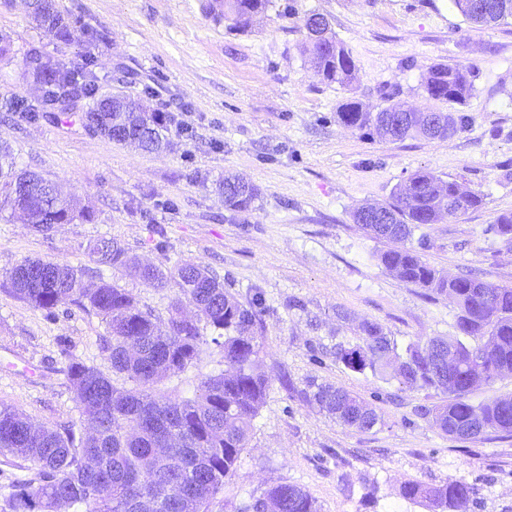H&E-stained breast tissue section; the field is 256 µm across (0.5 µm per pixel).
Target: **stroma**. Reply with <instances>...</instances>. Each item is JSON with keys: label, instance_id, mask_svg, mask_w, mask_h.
<instances>
[{"label": "stroma", "instance_id": "stroma-1", "mask_svg": "<svg viewBox=\"0 0 512 512\" xmlns=\"http://www.w3.org/2000/svg\"><path fill=\"white\" fill-rule=\"evenodd\" d=\"M57 3L75 20L64 43L36 28L22 0H0V35L15 59L0 65V144L94 219L44 235L19 217H0V403L79 435L85 425L63 372L67 356L112 373L101 350L107 327L95 312L62 306L49 315L11 294L8 273L22 260L88 269L91 284L116 280L141 308L168 318L172 289L117 270L94 275L88 247L106 236L161 269L194 262L240 301L264 300L270 387L211 512H242L279 483L301 487L320 512H429L403 499L401 486L448 478L475 487L466 512H512V438L448 437L427 415L446 394L352 372L333 355L337 343H358L366 321L401 346L457 333L447 297L427 298L386 271L378 256L388 241L352 220L359 205L390 201L415 171L457 182L482 203L416 228L412 245L445 275L470 271L512 286V240L489 230L512 212V20L476 24L450 0H274L239 31L208 15L205 0ZM309 12L324 15L350 50L353 87L312 69L299 29ZM32 48L92 72L97 91L124 81L149 109L189 125L188 137L168 130V150L147 153L93 132L78 110L22 118L15 105L36 103L38 91L17 61ZM434 63L472 69L474 90L459 108L464 130L389 142L337 123L350 98L375 111L390 92L397 103L427 107L421 74ZM227 174L257 186L249 210L225 207L217 184ZM223 367V349L204 344L167 387L191 395ZM312 380L359 396L381 425L361 431L319 412L304 397Z\"/></svg>", "mask_w": 512, "mask_h": 512}]
</instances>
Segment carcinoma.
Here are the masks:
<instances>
[{
    "label": "carcinoma",
    "mask_w": 512,
    "mask_h": 512,
    "mask_svg": "<svg viewBox=\"0 0 512 512\" xmlns=\"http://www.w3.org/2000/svg\"><path fill=\"white\" fill-rule=\"evenodd\" d=\"M452 2L476 24L512 19V0ZM272 5L273 0H213L208 9L241 28L242 17L264 13ZM32 6L29 16L46 36L69 40L71 21L59 10L57 0L43 4L33 0ZM300 29L306 34L309 61L323 80L350 85L356 69L351 52L321 15H304ZM32 77L45 87L42 107L64 112L69 105L59 103L60 97L89 98L84 112L87 126L108 137L112 129H121L123 137H112L117 144L148 152L165 148L169 117L164 113L121 112L120 102L99 101L94 80L78 82L72 67L51 55ZM421 82L430 101L462 105L473 91L471 69L462 64L434 63L425 69ZM336 117L346 129L389 141L444 139L467 123L466 116L456 112L422 111L401 104L371 112L356 99L342 104ZM434 118L444 119V132L435 130ZM29 176L43 181L39 174L16 169L14 157L1 145L0 197L22 211L36 232L50 234L63 224L93 220L90 210H73L57 187L53 196L40 188L12 196L13 188ZM220 189L224 206L235 211L250 208L258 196L254 185L234 176L225 177ZM480 203L479 196L456 182L419 170L396 188L391 201L367 203L352 214L357 222L365 209L380 210L386 223L365 224L363 229L373 238L395 244L379 256L383 267L405 283L448 296L456 308L458 335L439 338L461 358L456 371L444 377L435 374L427 356L433 339L400 350L373 321L362 324L359 343H338L334 355L353 372L389 371L403 389L448 394V404L424 411L433 414L434 425L445 433L511 437L512 397L474 405L469 394L484 383L512 375V287L494 286L472 273L448 278L409 245L415 228L443 220V209L452 218ZM89 254L99 266L120 269L148 286L173 289L169 318L162 321L142 309L134 295L116 282L102 279L89 287L83 269L69 264L25 259L10 270L13 294L32 308L51 315L61 306L73 305L102 317L110 336L103 352L112 377L69 359L65 374L76 408L88 425V432L80 437L45 429L13 406L0 404V454L27 461L34 469V478L9 486L4 502L9 512H59L63 501L73 512H183L182 502L190 500L198 512H208L248 448L252 423L269 388L259 334L262 299L256 294L246 303L239 301L195 263L185 262L169 271L143 266L111 238L97 239ZM208 330L216 333L212 342L224 350V370L201 378L191 397L162 391L160 385L197 360ZM467 338L476 344L465 342ZM306 399L348 427L369 431L381 423L369 403L341 387L311 380ZM170 486L178 488V497H164ZM474 493V487L463 480L434 485L407 482L401 488L404 499L423 500L436 512L465 505ZM270 504L276 512H320L310 495L288 483L271 487L243 512H266Z\"/></svg>",
    "instance_id": "carcinoma-1"
}]
</instances>
